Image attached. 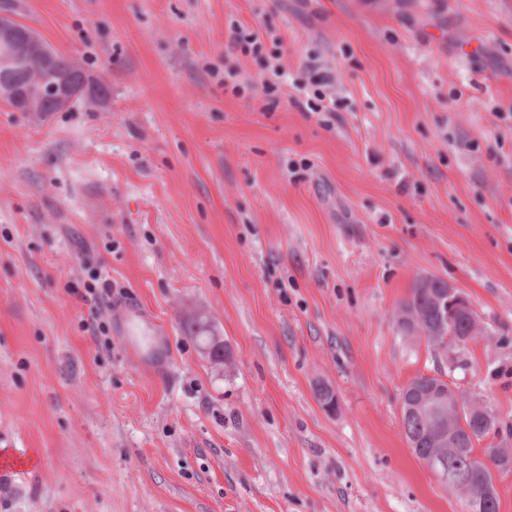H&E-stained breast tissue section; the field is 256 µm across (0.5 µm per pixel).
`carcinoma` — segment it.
I'll return each instance as SVG.
<instances>
[{"mask_svg": "<svg viewBox=\"0 0 512 512\" xmlns=\"http://www.w3.org/2000/svg\"><path fill=\"white\" fill-rule=\"evenodd\" d=\"M65 78L71 83H89L93 88V97L106 98L109 88L102 82L92 79L81 65L71 56L59 51L48 54L34 52L25 58L23 65L16 67L6 79L13 80L24 91L28 110L39 115L54 111V95L46 85ZM446 288V280L438 277H420L415 280L410 296L399 304V308L412 309L420 320V333L426 334L427 343L441 350L449 343L465 347L469 332L467 317L462 316L454 322L439 323L438 300ZM190 334L195 337L199 347L209 343L214 325L207 319H192L186 322ZM402 404V424L409 447L425 465L436 463L446 475L444 486L453 489L454 479L466 476L471 479L475 492L485 485L494 484L491 467L501 471L512 469V450L501 448L489 454L490 464L478 469L473 464L476 441L488 435L495 428V417L486 408L480 413L464 417L465 426L460 428L459 445L455 451H441L434 444V435L438 422L448 414V383L434 376L420 375L413 379ZM436 393L440 403L431 406L425 396Z\"/></svg>", "mask_w": 512, "mask_h": 512, "instance_id": "obj_1", "label": "carcinoma"}]
</instances>
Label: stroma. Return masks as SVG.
I'll return each instance as SVG.
<instances>
[{
    "mask_svg": "<svg viewBox=\"0 0 512 512\" xmlns=\"http://www.w3.org/2000/svg\"><path fill=\"white\" fill-rule=\"evenodd\" d=\"M12 3L111 93L39 120L0 101V512H464L400 396L442 376L497 418L477 451L512 448V0ZM233 21L288 72L331 67L335 119L226 95L225 67L263 72L226 53ZM87 269L111 307L68 291ZM421 276L480 318L452 356L393 320Z\"/></svg>",
    "mask_w": 512,
    "mask_h": 512,
    "instance_id": "stroma-1",
    "label": "stroma"
}]
</instances>
